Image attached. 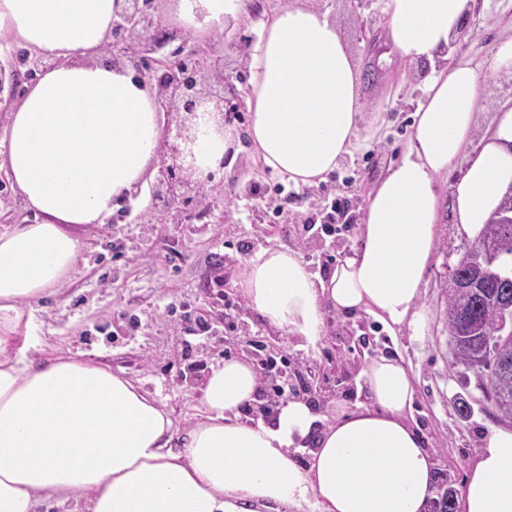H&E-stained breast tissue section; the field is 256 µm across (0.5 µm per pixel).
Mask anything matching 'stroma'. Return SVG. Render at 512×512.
Wrapping results in <instances>:
<instances>
[{
  "label": "stroma",
  "instance_id": "stroma-1",
  "mask_svg": "<svg viewBox=\"0 0 512 512\" xmlns=\"http://www.w3.org/2000/svg\"><path fill=\"white\" fill-rule=\"evenodd\" d=\"M328 13L339 26L357 69L363 73L360 104L365 119L361 146L346 156L326 181L299 186L291 198L280 196V175L255 163L248 152L240 160L247 169L239 174L224 170L225 181H237L236 193L215 190L217 205L204 216L177 224L161 220L137 223L143 207L138 198L124 201L111 220L96 227L63 283L30 302V355L44 361L59 355L100 363L133 381L165 405L178 427H185L195 412L196 388L209 366L237 356L231 336L211 337L197 358L195 369L171 346L177 323L173 308L183 306L192 315L209 311L215 325L224 323V298H237L236 260L253 249L269 245L299 251L310 271L322 272L355 246L356 225L361 224L367 195L398 159L411 131L412 114L422 97V80L429 64L401 65L385 39L382 0H300ZM156 15L167 41L156 46L144 41L145 59L160 58L181 47L198 45L215 53L228 50V37L218 31L193 33L172 12L173 0H155ZM512 38V0H474L460 35L452 42L451 56L483 68L493 47ZM512 106V73L481 77L477 122L471 137L479 146L495 127L500 108ZM456 173L441 181L442 203L435 252L422 288L421 304L427 316L423 335L405 328L389 333L372 317L328 315L327 333L340 337L345 348L348 378H338L327 359L326 344L299 350L296 342L280 337L287 356L304 355L319 367L322 393L316 404L334 402L352 408L357 400L359 366L382 354L401 356L415 386L413 418L437 456L436 484L461 489L468 465L483 435L512 427L476 387L474 375L454 363L448 342L446 283L458 258L471 246L458 235L453 210ZM259 185L261 198H249L250 185ZM344 196L351 202L352 230L327 237L320 229L307 236L313 250L303 249L300 226L306 219L322 220L325 197ZM281 212L276 222L265 219L267 208ZM6 169L0 168V230L34 222ZM468 407L458 418L457 405Z\"/></svg>",
  "mask_w": 512,
  "mask_h": 512
}]
</instances>
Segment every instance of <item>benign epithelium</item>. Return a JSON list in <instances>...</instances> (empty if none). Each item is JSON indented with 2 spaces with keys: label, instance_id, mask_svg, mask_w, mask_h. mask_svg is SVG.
<instances>
[{
  "label": "benign epithelium",
  "instance_id": "benign-epithelium-1",
  "mask_svg": "<svg viewBox=\"0 0 512 512\" xmlns=\"http://www.w3.org/2000/svg\"><path fill=\"white\" fill-rule=\"evenodd\" d=\"M110 35L102 53L124 60L137 69L160 70L156 84L157 111L165 113L167 123L161 142V161L150 185V206L138 215L142 224L163 217L177 219L203 214L211 206L213 174L196 164L193 149L195 125L204 117L214 118L219 127L245 123L243 94L238 76L226 72L224 56H213L193 46L173 58L146 61L135 51L139 41L162 33L160 20L150 10L149 0H121L115 12ZM497 336L512 338V305L502 304L497 311Z\"/></svg>",
  "mask_w": 512,
  "mask_h": 512
}]
</instances>
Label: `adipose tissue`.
<instances>
[{
  "label": "adipose tissue",
  "mask_w": 512,
  "mask_h": 512,
  "mask_svg": "<svg viewBox=\"0 0 512 512\" xmlns=\"http://www.w3.org/2000/svg\"><path fill=\"white\" fill-rule=\"evenodd\" d=\"M116 0H0V37L50 63L13 111L4 164L36 224L0 232V512H36L79 495L84 512H426L436 463L410 421L415 387L398 359L359 377L366 401L327 415L291 399L264 420L242 413L260 378L244 357L213 366L197 413L177 432L169 413L123 376L70 356L29 359L25 307L67 277L87 226L123 200L148 204L164 116L154 90L99 48ZM470 0H383L386 41L405 63H429L412 132L371 188L358 244L325 274L270 246L239 262L236 287L273 330L313 348L328 313H366L387 330L423 335L420 305L436 242L440 179L459 172L454 212L479 240L512 187V110L458 168L476 123L479 75L448 60ZM249 0H176L198 33L235 25ZM246 128L203 121L197 163L216 168L249 141L256 162L298 185L323 181L358 140L359 74L326 12L286 0L248 49ZM308 448L309 463L295 453ZM461 512H512V431L490 430L460 490Z\"/></svg>",
  "instance_id": "ef3b65f1"
}]
</instances>
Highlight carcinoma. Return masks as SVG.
Returning <instances> with one entry per match:
<instances>
[{
  "mask_svg": "<svg viewBox=\"0 0 512 512\" xmlns=\"http://www.w3.org/2000/svg\"><path fill=\"white\" fill-rule=\"evenodd\" d=\"M485 242L498 243L493 258H482L470 267H462L466 287L447 294V321L454 338L455 364L473 362L475 355L487 344H494L497 362L485 376L483 396L490 400L498 415L512 420V341L499 342L496 335L497 304L503 294L512 296V265L501 257L512 256V188L504 197L502 207L486 225Z\"/></svg>",
  "mask_w": 512,
  "mask_h": 512,
  "instance_id": "1",
  "label": "carcinoma"
}]
</instances>
